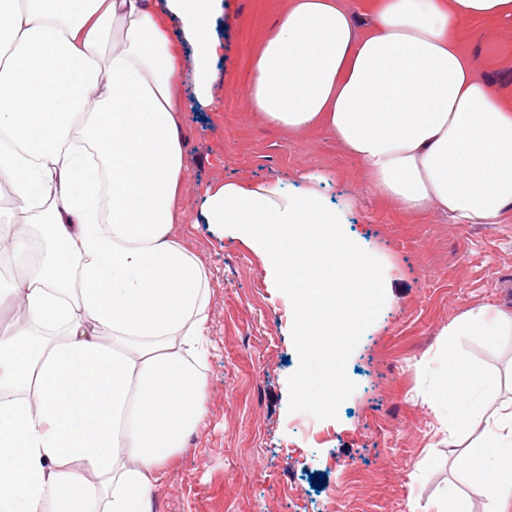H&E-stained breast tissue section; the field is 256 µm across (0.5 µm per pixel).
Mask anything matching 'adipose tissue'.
Masks as SVG:
<instances>
[{"label":"adipose tissue","instance_id":"ef3b65f1","mask_svg":"<svg viewBox=\"0 0 512 512\" xmlns=\"http://www.w3.org/2000/svg\"><path fill=\"white\" fill-rule=\"evenodd\" d=\"M222 2L0 0V136L12 142L0 182L30 221L0 224V241L41 252L0 287V312L26 315L0 329V512H150L164 464L205 414L208 273L170 229L185 175L181 46L209 107ZM468 16L512 20V0H368L363 15L348 0H289L252 60L248 102L282 130L326 129L403 211L500 223L512 109L458 40ZM116 28L120 45L105 51ZM327 183L226 182L201 208L291 290L289 328L314 344L292 394L315 410L334 397L332 337L369 321L390 289L325 203ZM478 327L512 336V311L479 307L448 333ZM487 383L452 352L430 402L489 512H512V397L486 395ZM477 416L480 436L461 443Z\"/></svg>","mask_w":512,"mask_h":512}]
</instances>
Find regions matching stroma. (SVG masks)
I'll use <instances>...</instances> for the list:
<instances>
[{"label":"stroma","mask_w":512,"mask_h":512,"mask_svg":"<svg viewBox=\"0 0 512 512\" xmlns=\"http://www.w3.org/2000/svg\"><path fill=\"white\" fill-rule=\"evenodd\" d=\"M288 2L224 0L215 106L181 115L187 175L171 236L209 274L207 413L164 466L152 512H434L450 494L465 512H487L488 499L452 467L428 395L452 349L449 326L480 306L512 308V213L456 224L435 209L405 212L374 194L367 167L326 131L287 132L253 111L251 61ZM461 36L478 75L511 99L512 21L467 20ZM317 174L332 175L327 199L350 207L346 233L391 284L341 341V393L319 412L291 396L306 347L288 328V289L273 287L264 257L233 230L198 221L208 186H300ZM453 349L492 375L495 395L512 396V336L476 331Z\"/></svg>","instance_id":"obj_1"}]
</instances>
